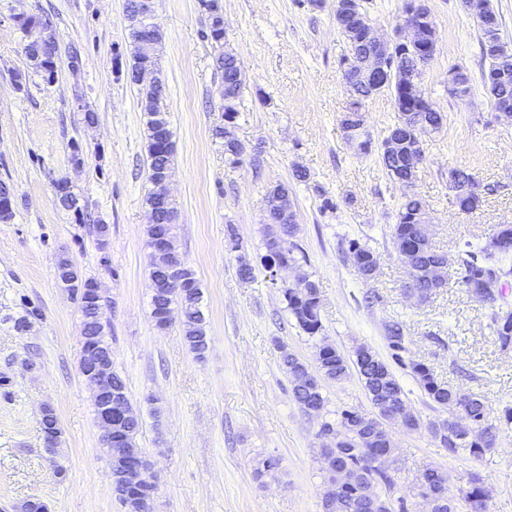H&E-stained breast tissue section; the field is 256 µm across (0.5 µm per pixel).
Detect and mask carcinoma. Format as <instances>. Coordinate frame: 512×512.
Returning a JSON list of instances; mask_svg holds the SVG:
<instances>
[{
    "instance_id": "1",
    "label": "carcinoma",
    "mask_w": 512,
    "mask_h": 512,
    "mask_svg": "<svg viewBox=\"0 0 512 512\" xmlns=\"http://www.w3.org/2000/svg\"><path fill=\"white\" fill-rule=\"evenodd\" d=\"M349 2L351 6L344 13L335 14V20L337 28L351 44V54L342 63L356 64L363 61L372 48L359 38L358 24L363 15L360 4L356 0ZM476 22L481 32V54L488 63L487 70L499 75V79L490 83L485 81L483 85L494 107L512 108V63L498 60L495 50L488 46V29L484 19L478 16ZM202 38L211 47L218 48L213 54V65L224 76V115L234 121L238 115L236 104L243 93L240 63L236 55L224 50V29L208 25L202 31ZM415 55L417 52L412 51L407 57L388 62L386 83L380 89L382 93L393 95L397 110V120L389 129L388 137L408 145L414 138V129L406 122L408 107L404 101V90L405 86L422 80L423 74L417 68ZM348 90L354 111H363L365 101L371 98L370 88L358 80ZM139 91L148 139V173L169 172L174 165L175 147L164 146L156 138L157 122L171 129L166 94L149 86H142ZM215 134L224 139V156L229 165L240 163L241 143L225 127L216 128ZM379 159L390 179L399 181L408 176L399 157L381 152ZM282 197H289V190L278 184L266 200L265 224L268 229L264 258L270 263L276 260V255L270 251L271 239L285 227L294 228L288 223L289 214L277 204ZM421 210H425L422 201L405 197L398 208L397 222L391 227L393 244L397 247L407 243L412 247L410 264L414 269L432 263L446 264L448 256L443 251L421 243L422 225L413 221L415 214ZM177 213L175 203L169 201L164 211L165 218L149 219L146 228L149 239L158 233L165 235L169 251L173 253L177 252ZM493 232L504 235L500 252L491 254L482 245L468 243L466 249L458 254L456 284L476 300L493 285L512 280V224H498ZM345 254L354 257L365 272L375 263L373 250L355 238L348 240ZM184 277L187 288L177 298L168 297L162 288L152 296L151 317L157 330L166 331L172 325L170 313L175 308L179 309L189 348L201 359L208 348L206 321L200 309L201 292L191 268H185ZM72 297L78 303L82 327L90 336L83 346L80 367L98 358L106 359L112 380V395L128 399L125 382L112 364L110 325L95 316L94 307L98 301L93 292V279H83L81 287L72 289ZM284 298L289 312L305 334L311 338L322 334L321 296L314 280L307 276L304 287L284 289ZM487 307L489 326L496 341L503 349L511 348L512 308L504 309L490 303ZM387 341L389 353L386 359L365 345L358 346L351 355L342 353L332 345H324L319 348L313 369L290 352L282 357L284 369L291 380L292 397L305 411L312 413L324 409L328 404L324 384L341 382L353 372L358 375L375 411L370 417L356 409L342 408L336 411L335 419L321 424L319 435L327 439V444L320 449V455L328 478V489L322 497V512H409L405 497L394 496L395 481L387 473L386 461L382 460V456L390 454L394 447L392 434L386 428L388 423L397 424L409 432L425 428L449 452H465L474 457H480L495 447L500 433L512 430V406H505L494 421H489L485 403L479 395L461 394L459 390L439 382L427 364L408 357L401 327L393 326ZM398 368L412 374L431 402L467 419L471 430L456 432L450 427L449 419L423 422L411 409L396 374ZM130 415L131 419L121 424L114 434L116 442L113 447L124 449V456L112 458V489L122 512H153L154 493L148 481H135L127 477L132 464L137 462L141 466H148L147 456L136 443L142 421L135 412H130ZM422 477L427 491L420 493V496L428 501L430 512H459L462 503L470 512H485L482 503L486 502V493L479 475H470L467 486L460 491L457 500L442 495V484L448 479L444 472L428 468Z\"/></svg>"
}]
</instances>
